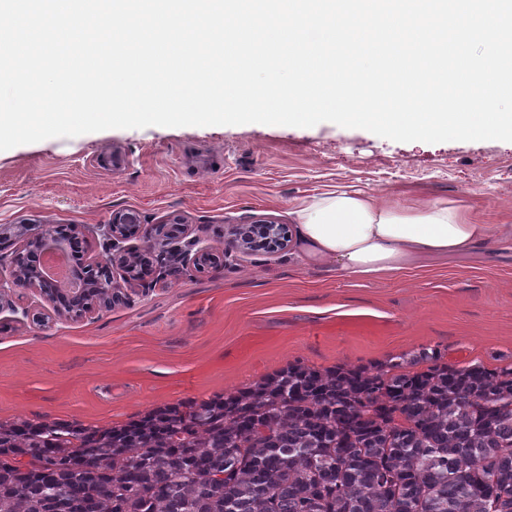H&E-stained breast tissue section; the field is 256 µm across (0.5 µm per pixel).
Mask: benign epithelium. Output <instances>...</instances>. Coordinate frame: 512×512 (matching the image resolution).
Here are the masks:
<instances>
[{"mask_svg": "<svg viewBox=\"0 0 512 512\" xmlns=\"http://www.w3.org/2000/svg\"><path fill=\"white\" fill-rule=\"evenodd\" d=\"M143 227L141 215L135 210H121L112 215V222L100 226L103 248L111 253L105 263L90 264L91 274H78L85 287L79 291L55 288L38 272H26L19 269L22 256L16 255L11 270V283L19 289L33 290L52 306L59 316L83 318L91 314L95 307L103 305L110 307L129 299L132 292L146 277L154 271V261L161 254L168 253L182 260L183 265L195 268L210 266L216 270L224 266L220 256L208 249H191L181 245V239L176 236L171 224H151L145 229L142 244L116 250L119 242L129 239L136 229ZM284 226L271 221H257L253 224H237L232 235L227 239L232 248L247 245L256 250L274 253L284 245ZM0 239H14L26 253L36 248H43L50 242L55 246L66 249L72 241L57 239L54 226L42 225L38 232H33L28 224H1ZM107 284L108 292L104 299L92 300L90 295L101 284Z\"/></svg>", "mask_w": 512, "mask_h": 512, "instance_id": "obj_1", "label": "benign epithelium"}]
</instances>
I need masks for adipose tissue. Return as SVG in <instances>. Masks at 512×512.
<instances>
[{"mask_svg":"<svg viewBox=\"0 0 512 512\" xmlns=\"http://www.w3.org/2000/svg\"><path fill=\"white\" fill-rule=\"evenodd\" d=\"M296 244L308 258L374 280L433 257L488 248L493 227L465 208L433 203L402 210L375 196L346 189L312 198L296 211Z\"/></svg>","mask_w":512,"mask_h":512,"instance_id":"obj_1","label":"adipose tissue"}]
</instances>
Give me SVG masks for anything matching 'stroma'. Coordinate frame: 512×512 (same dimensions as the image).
I'll return each mask as SVG.
<instances>
[{"label": "stroma", "instance_id": "1", "mask_svg": "<svg viewBox=\"0 0 512 512\" xmlns=\"http://www.w3.org/2000/svg\"><path fill=\"white\" fill-rule=\"evenodd\" d=\"M339 187L403 209L470 207L496 240L373 281L304 259L292 239L225 250L230 225L294 229L293 209ZM118 209L180 218L223 267L159 275L81 319L16 290L0 311L1 423L120 426L291 363L373 372L434 349L454 368L512 366V142H396L322 122L109 129L0 151V225L94 238Z\"/></svg>", "mask_w": 512, "mask_h": 512}]
</instances>
